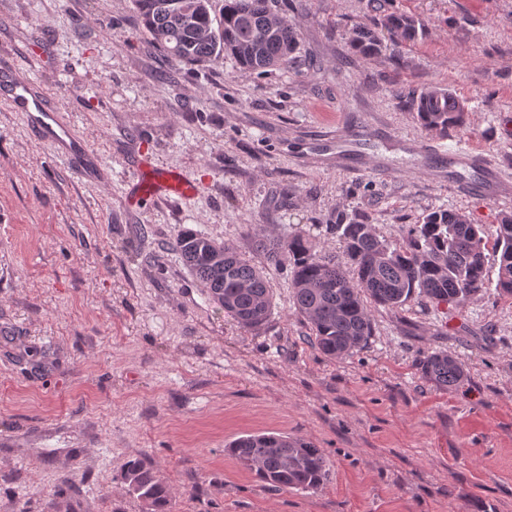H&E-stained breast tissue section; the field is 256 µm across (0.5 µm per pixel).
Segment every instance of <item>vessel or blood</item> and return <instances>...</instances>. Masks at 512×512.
<instances>
[{
	"instance_id": "1",
	"label": "vessel or blood",
	"mask_w": 512,
	"mask_h": 512,
	"mask_svg": "<svg viewBox=\"0 0 512 512\" xmlns=\"http://www.w3.org/2000/svg\"><path fill=\"white\" fill-rule=\"evenodd\" d=\"M37 64V58H30L25 71L20 72L13 65L0 63V96L10 102L14 111L25 114L37 137L52 145L61 160L83 175H92L99 168V159L75 137L71 124L57 112L54 99L44 91L36 76ZM469 187L493 197L503 207L512 206V196L498 193L496 177L489 168H482L480 178L471 180ZM196 192V184L180 172L150 166L139 181L135 196L139 199L158 195L189 197Z\"/></svg>"
}]
</instances>
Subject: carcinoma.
I'll list each match as a JSON object with an SVG mask.
<instances>
[{"label":"carcinoma","instance_id":"carcinoma-1","mask_svg":"<svg viewBox=\"0 0 512 512\" xmlns=\"http://www.w3.org/2000/svg\"><path fill=\"white\" fill-rule=\"evenodd\" d=\"M370 4L389 39L409 43L424 35L423 23L387 10L386 0ZM134 5L150 43L178 63H215L228 53L243 68L266 74L292 64L299 47L297 33L279 17L275 0H224L218 17L210 0H134ZM352 46L373 59L383 57L387 48L379 33L363 30ZM405 103L421 128L442 140L466 124V102L449 89L413 92ZM330 231L344 243V265L323 256L304 234L271 239L260 225L253 227L256 246L267 259H286L292 267L294 306L305 318L314 346L326 357L350 356L369 343L372 303L391 310L418 299L462 307L490 285L485 229L463 213L432 210L407 225L399 242L376 234L367 221L332 224ZM175 249L225 315L244 327L266 324L273 292L261 268L242 259L233 246L193 230L184 231ZM493 253L498 265L495 291L512 299V215L502 216L496 225ZM420 365L423 376L439 387L458 386L466 378L458 359L443 351L423 354ZM225 452L273 490L315 492L330 476L324 449L296 435L244 434ZM123 479L150 512H166L169 490L151 468L133 461Z\"/></svg>","mask_w":512,"mask_h":512}]
</instances>
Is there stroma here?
I'll return each instance as SVG.
<instances>
[{"instance_id": "1", "label": "stroma", "mask_w": 512, "mask_h": 512, "mask_svg": "<svg viewBox=\"0 0 512 512\" xmlns=\"http://www.w3.org/2000/svg\"><path fill=\"white\" fill-rule=\"evenodd\" d=\"M419 18L400 63L351 46L369 0H279L295 65L260 75L232 56L189 66L152 47L132 0H0V57L36 75L101 160L96 178L54 157L0 98V512H149L123 480L138 459L169 487L167 512H512V300L372 307L369 345L331 359L307 338L288 264L251 227L302 231L337 263L326 227L377 234L436 208L494 234L503 210L440 157L476 146L512 187V0H390ZM441 86L464 129L423 131L395 96ZM359 146L354 163L337 139ZM200 183L186 200H134L140 160ZM262 266L268 323L225 317L183 265V230ZM445 351L457 387L425 379ZM287 431L332 464L317 492L275 491L224 448ZM72 486L62 487V478ZM420 365L423 376L439 387L458 386L466 378L462 364L447 352L424 353Z\"/></svg>"}]
</instances>
